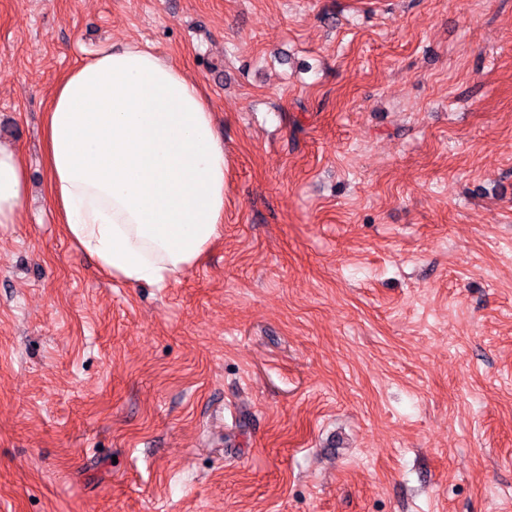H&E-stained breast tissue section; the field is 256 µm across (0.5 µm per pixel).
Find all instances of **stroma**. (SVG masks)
<instances>
[{
	"mask_svg": "<svg viewBox=\"0 0 512 512\" xmlns=\"http://www.w3.org/2000/svg\"><path fill=\"white\" fill-rule=\"evenodd\" d=\"M199 82L224 223L168 287L57 224L59 78ZM0 512H512V0H0ZM27 193V174L16 147L0 143V225L18 221Z\"/></svg>",
	"mask_w": 512,
	"mask_h": 512,
	"instance_id": "obj_1",
	"label": "stroma"
}]
</instances>
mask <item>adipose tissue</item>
<instances>
[{"mask_svg": "<svg viewBox=\"0 0 512 512\" xmlns=\"http://www.w3.org/2000/svg\"><path fill=\"white\" fill-rule=\"evenodd\" d=\"M48 193L64 232L128 285L196 265L224 222L214 111L174 61L116 42L69 69L45 114ZM27 174L0 143V225L18 221Z\"/></svg>", "mask_w": 512, "mask_h": 512, "instance_id": "1", "label": "adipose tissue"}]
</instances>
